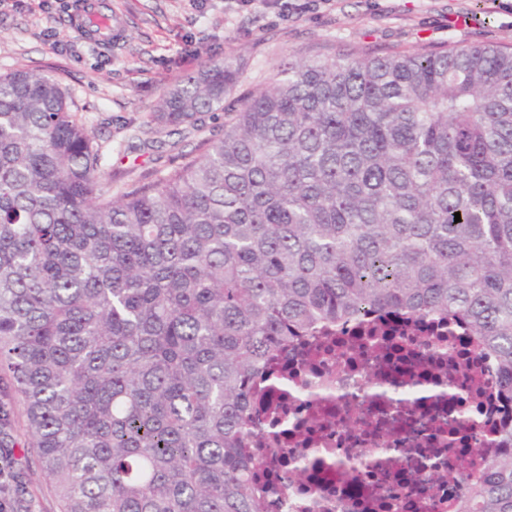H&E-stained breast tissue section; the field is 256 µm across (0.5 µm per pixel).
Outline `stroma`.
<instances>
[{"label":"stroma","mask_w":512,"mask_h":512,"mask_svg":"<svg viewBox=\"0 0 512 512\" xmlns=\"http://www.w3.org/2000/svg\"><path fill=\"white\" fill-rule=\"evenodd\" d=\"M112 39L75 33L46 0L0 8V73L53 75L104 154L103 187L120 195L178 166L219 133L223 113L171 133L152 114L161 97L209 60L243 62L240 91L269 81L289 51L385 55L449 45L512 46V0H295L283 17L269 0H106ZM23 486L12 512H59L31 449L11 450Z\"/></svg>","instance_id":"obj_1"}]
</instances>
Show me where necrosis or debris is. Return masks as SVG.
Returning a JSON list of instances; mask_svg holds the SVG:
<instances>
[{"mask_svg": "<svg viewBox=\"0 0 512 512\" xmlns=\"http://www.w3.org/2000/svg\"><path fill=\"white\" fill-rule=\"evenodd\" d=\"M496 384L445 319L370 314L305 337L253 392L251 478L267 512H453L512 424Z\"/></svg>", "mask_w": 512, "mask_h": 512, "instance_id": "1", "label": "necrosis or debris"}]
</instances>
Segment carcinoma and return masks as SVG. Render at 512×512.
I'll use <instances>...</instances> for the list:
<instances>
[{
  "instance_id": "obj_1",
  "label": "carcinoma",
  "mask_w": 512,
  "mask_h": 512,
  "mask_svg": "<svg viewBox=\"0 0 512 512\" xmlns=\"http://www.w3.org/2000/svg\"><path fill=\"white\" fill-rule=\"evenodd\" d=\"M229 56L152 120L219 137L114 198L60 83L0 75V448L60 512H261L253 384L295 336L366 313L465 326L512 396V49ZM461 221H455V213ZM509 450L456 512H512Z\"/></svg>"
}]
</instances>
